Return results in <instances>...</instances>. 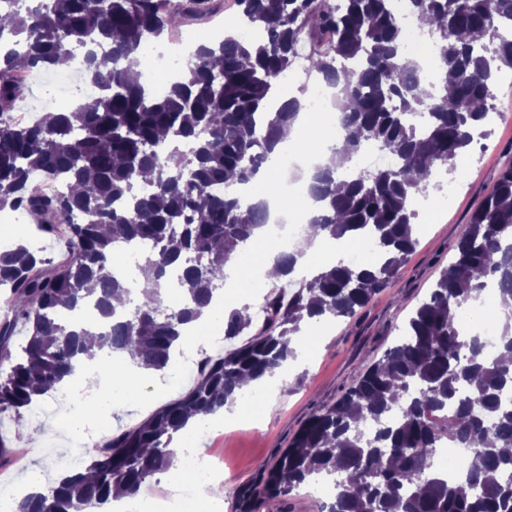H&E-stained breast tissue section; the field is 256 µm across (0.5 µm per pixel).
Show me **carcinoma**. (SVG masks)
Listing matches in <instances>:
<instances>
[{
	"label": "carcinoma",
	"instance_id": "obj_1",
	"mask_svg": "<svg viewBox=\"0 0 512 512\" xmlns=\"http://www.w3.org/2000/svg\"><path fill=\"white\" fill-rule=\"evenodd\" d=\"M238 21L200 45L157 98L132 77L150 70L149 42L215 0H6L13 19L0 40V210H23L51 234L68 228L71 257L60 269L24 242L0 248V412L18 411L81 366L85 338L114 354L166 371L188 323L224 284V264L265 227L266 210L229 188L250 182L288 135L298 99L276 92L296 60L336 88L340 129L352 152L370 144L396 154L393 168L357 170L336 187L342 167H320L309 194L323 203L308 227L335 240L371 237L373 262H338L299 282L287 301L265 299L262 327L243 346L204 366L198 384L139 426L84 454L53 483L21 498L17 512H86L170 472L182 456L174 435L190 421L231 408L247 379L274 376L296 357L291 337L326 316L351 318L389 287L416 246L414 202L474 143L492 133L498 80L512 70V0H406L438 46L440 80L424 83L401 49L390 0H236ZM260 38H244L241 28ZM81 52L90 96L86 112H44L27 124L4 119L24 86L14 74L51 69ZM405 112H426L424 130ZM59 181L42 195L35 175ZM145 242L137 266L154 270L139 295L113 273L117 250ZM485 280L471 283L470 273ZM493 281L512 296V166L472 214L429 297L388 348L330 406L309 418L258 481L237 492L239 512H261L315 475L334 481L329 512H512V312L494 355L466 331L463 313ZM124 292L128 309L111 298ZM30 325L18 355L15 321ZM253 322L251 307L224 313V338ZM445 442L470 450L465 475L437 477Z\"/></svg>",
	"mask_w": 512,
	"mask_h": 512
}]
</instances>
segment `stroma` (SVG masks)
Returning a JSON list of instances; mask_svg holds the SVG:
<instances>
[{"instance_id": "stroma-1", "label": "stroma", "mask_w": 512, "mask_h": 512, "mask_svg": "<svg viewBox=\"0 0 512 512\" xmlns=\"http://www.w3.org/2000/svg\"><path fill=\"white\" fill-rule=\"evenodd\" d=\"M497 107L492 136L463 156L452 174L455 195L433 222L418 224L416 248L391 288L376 295L354 317L331 322L317 336L307 361L284 371L259 420L225 422L224 499L218 502L196 495L194 512H234L237 490L256 482L261 466L272 463L287 448L300 426L336 401L398 338L410 313L427 298L440 272L452 261L471 213L501 170L512 165V80L499 82ZM249 339L245 332L231 340L183 350L166 374L150 378L148 400L129 398L114 405L108 427L96 438V445L139 425L159 407L186 394L197 383L203 361L223 357ZM54 408L49 396L17 412H0V436L11 446L29 450L28 455L0 461V477L5 481L23 485L36 476L41 485H48L60 473L54 459L70 457L82 445L78 432L57 426L45 429Z\"/></svg>"}]
</instances>
